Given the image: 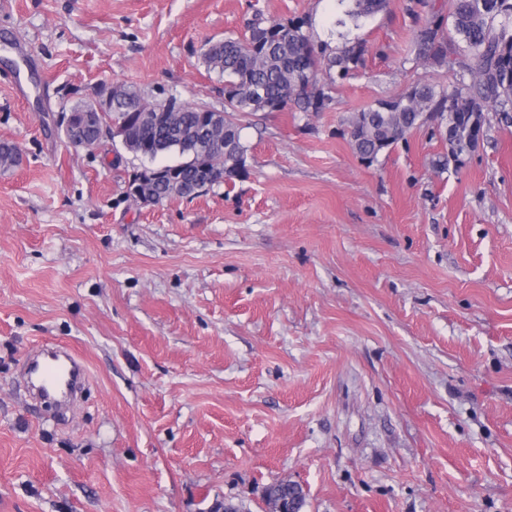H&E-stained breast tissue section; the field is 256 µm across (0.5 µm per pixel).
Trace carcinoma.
<instances>
[{
    "label": "carcinoma",
    "instance_id": "carcinoma-1",
    "mask_svg": "<svg viewBox=\"0 0 512 512\" xmlns=\"http://www.w3.org/2000/svg\"><path fill=\"white\" fill-rule=\"evenodd\" d=\"M418 4L430 10L431 19L414 38L416 57L447 63L448 44L438 21L439 9L427 0ZM456 32L466 44L468 58L458 62L456 82L449 88L418 82L404 93L381 99L356 114L349 126L351 146L366 163L406 138L426 114L440 113L448 142L455 152L464 151L456 136L472 112H500L508 118L512 109V32L505 24L495 28L500 17L512 15L509 0H451ZM382 11L375 0H352L346 16L358 20ZM308 21L287 23L270 20L257 12L240 36H226L206 43L200 58L206 69L224 78V110L212 112L182 103L175 97L149 102L133 86L110 83L100 87L107 99L79 102L73 112L90 115L85 146L102 143L99 133L112 127L129 130L126 149L152 160L177 151L189 159L169 166L166 174L141 185V193L161 203L182 194L194 181L201 167L224 165L247 159L248 146L242 141L236 112L269 111L276 104L282 111L293 106L298 112H322L334 102L332 85L362 65L367 46L362 42L346 45L326 57L318 52L306 30ZM326 74L328 83L319 79ZM463 94L462 100L448 107V98ZM228 139L234 152L225 156L209 150V145ZM16 147L0 142V168L18 163ZM293 493L291 483L282 480L266 487L267 502H277Z\"/></svg>",
    "mask_w": 512,
    "mask_h": 512
}]
</instances>
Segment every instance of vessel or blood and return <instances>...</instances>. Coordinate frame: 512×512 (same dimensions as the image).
<instances>
[{"instance_id":"vessel-or-blood-1","label":"vessel or blood","mask_w":512,"mask_h":512,"mask_svg":"<svg viewBox=\"0 0 512 512\" xmlns=\"http://www.w3.org/2000/svg\"><path fill=\"white\" fill-rule=\"evenodd\" d=\"M24 375L34 400L65 407L73 400L79 381L86 377L87 368L72 350L45 344L26 359Z\"/></svg>"}]
</instances>
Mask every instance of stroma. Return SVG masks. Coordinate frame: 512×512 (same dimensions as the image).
<instances>
[{"mask_svg": "<svg viewBox=\"0 0 512 512\" xmlns=\"http://www.w3.org/2000/svg\"><path fill=\"white\" fill-rule=\"evenodd\" d=\"M416 2L0 7V512H267L283 479L302 512H512V119L458 155L433 121L370 165L348 138L378 100L453 84L412 52ZM256 10L369 52L327 111L240 114L239 176L145 206L142 157L68 141L102 83L223 108L199 49ZM45 343L87 367L63 416L22 375Z\"/></svg>", "mask_w": 512, "mask_h": 512, "instance_id": "1", "label": "stroma"}]
</instances>
